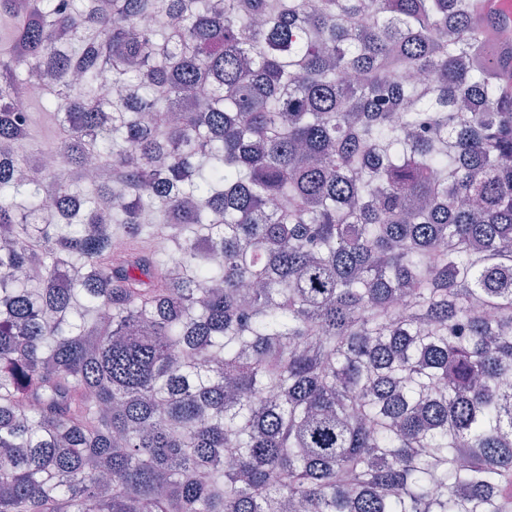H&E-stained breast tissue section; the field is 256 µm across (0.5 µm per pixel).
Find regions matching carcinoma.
Instances as JSON below:
<instances>
[{
    "label": "carcinoma",
    "instance_id": "obj_1",
    "mask_svg": "<svg viewBox=\"0 0 512 512\" xmlns=\"http://www.w3.org/2000/svg\"><path fill=\"white\" fill-rule=\"evenodd\" d=\"M2 17L0 512H512V42L475 0ZM43 89L42 84L31 83L22 95L12 103V109L15 112H27L30 106V111L34 117V131L37 140L42 144L52 145L56 141L55 119L52 115L37 112V98L41 96Z\"/></svg>",
    "mask_w": 512,
    "mask_h": 512
}]
</instances>
